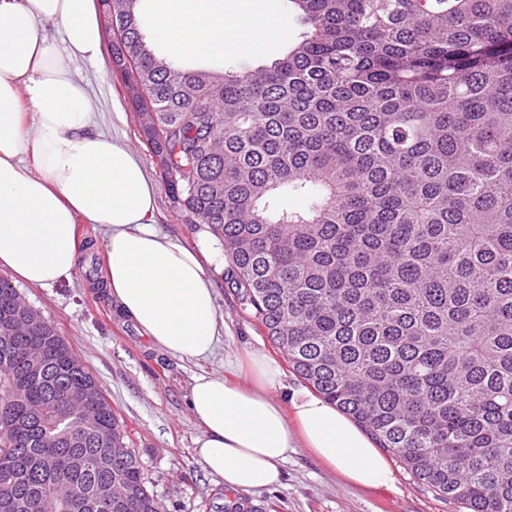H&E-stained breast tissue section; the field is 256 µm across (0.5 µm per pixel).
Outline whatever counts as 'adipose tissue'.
<instances>
[{"label": "adipose tissue", "instance_id": "adipose-tissue-1", "mask_svg": "<svg viewBox=\"0 0 512 512\" xmlns=\"http://www.w3.org/2000/svg\"><path fill=\"white\" fill-rule=\"evenodd\" d=\"M140 12L172 58L258 53L288 36L274 0H140ZM100 49L91 0H0V269L54 287L77 265V220L105 225L108 300L167 354L207 360L220 341L213 281L196 252L149 224L155 187L142 161L96 131L87 87L70 67ZM248 367L254 387L201 373L189 388L203 428L197 455L225 486L279 485L300 446L359 486L391 481L386 457L334 405L304 391L282 404L277 364L253 353Z\"/></svg>", "mask_w": 512, "mask_h": 512}]
</instances>
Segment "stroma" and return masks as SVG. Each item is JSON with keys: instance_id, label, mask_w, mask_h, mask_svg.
Masks as SVG:
<instances>
[{"instance_id": "1", "label": "stroma", "mask_w": 512, "mask_h": 512, "mask_svg": "<svg viewBox=\"0 0 512 512\" xmlns=\"http://www.w3.org/2000/svg\"><path fill=\"white\" fill-rule=\"evenodd\" d=\"M276 8L288 19L287 42L271 46L264 54L210 58L207 67L244 72L280 58L288 41L296 40L304 27L288 0H277ZM72 68L87 85L100 129L128 145L144 161L156 186L151 223L200 255L214 281L224 340L214 359L199 364L152 347L136 324L117 311L99 288L105 274V231L99 224H77L82 245L71 281L50 289L22 285L18 291L55 327L98 382L140 457L148 489L165 512H232L236 502L262 507L263 512H469L465 504L415 478L393 455L388 458L392 483L375 488L358 487L305 448L291 454L282 485L269 490L228 488L222 478L204 468L195 445L202 428L187 406L193 374L223 371L225 363L259 351L280 367L279 398H287L294 390H308L309 385L227 287L228 259L221 243L204 226L190 223L187 216L173 209L156 160L140 136L135 112L112 72L109 56L101 55L93 64L76 62Z\"/></svg>"}]
</instances>
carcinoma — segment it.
<instances>
[{"label":"carcinoma","instance_id":"obj_1","mask_svg":"<svg viewBox=\"0 0 512 512\" xmlns=\"http://www.w3.org/2000/svg\"><path fill=\"white\" fill-rule=\"evenodd\" d=\"M116 11L120 73L173 207L293 370L435 491L512 512V0H290L269 67L194 68ZM302 199L288 206V197ZM15 288L0 277V322ZM47 338L43 374L24 350ZM43 317L0 346V512H164ZM77 453L96 469L56 470Z\"/></svg>","mask_w":512,"mask_h":512}]
</instances>
